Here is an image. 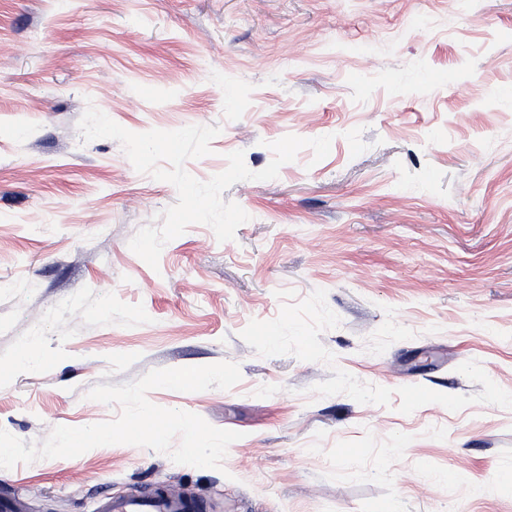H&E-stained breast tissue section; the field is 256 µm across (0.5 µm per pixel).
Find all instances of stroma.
I'll list each match as a JSON object with an SVG mask.
<instances>
[{
	"label": "stroma",
	"instance_id": "1",
	"mask_svg": "<svg viewBox=\"0 0 512 512\" xmlns=\"http://www.w3.org/2000/svg\"><path fill=\"white\" fill-rule=\"evenodd\" d=\"M90 103L220 127L200 181L332 143L154 269L129 242L177 190L83 142ZM224 361L232 389L148 394L240 432L222 470L100 446L0 469V503L512 512V0H0V428L38 443L117 416L95 385ZM197 503L187 497L171 498L160 492L133 497H106L97 512H196Z\"/></svg>",
	"mask_w": 512,
	"mask_h": 512
}]
</instances>
